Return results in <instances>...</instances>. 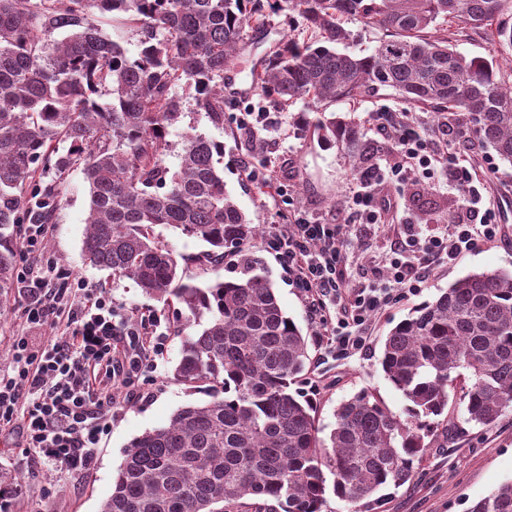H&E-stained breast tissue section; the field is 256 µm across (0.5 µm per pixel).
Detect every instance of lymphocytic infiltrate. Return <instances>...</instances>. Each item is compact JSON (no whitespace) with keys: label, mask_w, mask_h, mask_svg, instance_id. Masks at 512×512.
<instances>
[{"label":"lymphocytic infiltrate","mask_w":512,"mask_h":512,"mask_svg":"<svg viewBox=\"0 0 512 512\" xmlns=\"http://www.w3.org/2000/svg\"><path fill=\"white\" fill-rule=\"evenodd\" d=\"M389 137L392 159L353 177L356 189L349 205L355 223H381L390 201L377 196V189L431 174L438 162L448 167L449 192L462 201L453 243L423 235L419 225L405 220L388 273L372 269L367 284L358 287L347 275L336 225L297 213L267 239L303 288L310 313L332 326L331 342L343 351L363 349V328L371 314L397 296L418 294L436 264L452 263L461 252L501 239L497 209L486 201L469 157L445 151L404 121L390 129ZM51 233L48 224L21 227L27 260L17 284L28 332L16 338L9 369L0 374V427L21 419L25 447L41 463L75 474L94 461L119 407L148 397L165 335L160 318L150 313L131 323L115 321L106 290L89 287L45 259ZM46 326L61 327L60 337L36 345L35 331Z\"/></svg>","instance_id":"f902f5d3"}]
</instances>
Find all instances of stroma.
Here are the masks:
<instances>
[{
	"instance_id": "35a3bbf8",
	"label": "stroma",
	"mask_w": 512,
	"mask_h": 512,
	"mask_svg": "<svg viewBox=\"0 0 512 512\" xmlns=\"http://www.w3.org/2000/svg\"><path fill=\"white\" fill-rule=\"evenodd\" d=\"M293 28V21L279 14L273 16L268 29L248 30L245 45L235 61L236 68L241 74H249L270 48L292 35ZM451 43L465 56L494 59L504 71L512 68V55L498 51L484 32L466 28L453 36ZM260 103L259 95L254 93L246 97L228 94L224 127L220 130L204 116L195 114L193 104H186L187 115L171 128L169 138L173 143H180L187 126L193 125L198 132L223 141L226 186L252 224L262 232L260 238L249 243L248 249L272 281L283 311L309 339L310 363L297 389L313 403L324 433H331L335 426L337 405L362 390L372 393L391 410L404 412L406 400L385 378L381 368L384 339L414 306L435 298L457 279L485 270H512V165L499 163L497 174L487 181L488 197L499 213L506 216L501 241L463 254L453 264L436 266L420 294L398 297L372 314L366 325L364 349L339 353L327 342L328 327L311 318L302 289L297 288L292 275L265 243L264 236L270 233L272 224L278 223L279 212L296 209L310 220L338 225L349 279L360 284L372 264L396 248L400 221L410 217L420 224L423 235H444L449 217L457 212V200L437 179L424 177L391 189L395 205L393 223H354L349 210L354 184L347 158L315 136H298L292 113L275 111L270 103L264 105L266 111L272 112L273 120L259 131L261 147L248 150L236 119ZM384 112L406 113L408 120L430 138L436 137L442 123H449L463 134L471 158L479 159L486 154L485 147L478 143L460 115L415 108L400 101L390 90L381 91L358 108V118L366 122L367 138L377 139L380 115ZM247 162L285 173L283 185L260 188L245 181L242 166ZM88 206L83 176L72 173L46 252L61 269L83 278L93 287L110 291L119 319L148 312L159 314L166 341L165 350L157 359L154 397L150 402L128 403L118 410L111 432L100 443L94 465L83 473L68 474L40 465L33 453L22 448L20 427L0 430V465L10 469L19 483L18 492L11 499L10 512H99L101 502L112 491V477L129 443L147 431L168 424L178 409L208 400L205 394L188 392L173 378L185 334L176 307H165L162 301L143 294L132 281L113 279L110 271L85 263L82 247ZM157 232L176 252L192 257L189 273L196 284L204 286L235 277L231 261L195 263V256L206 249L203 242L165 226L158 227ZM448 430L451 442L446 444L441 437H434L430 448L417 462L413 479L401 486L383 487L373 512H468L473 502L512 479V410L505 412L493 426L484 427L466 422L463 410L458 409L450 414Z\"/></svg>"
}]
</instances>
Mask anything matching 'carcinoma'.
I'll use <instances>...</instances> for the list:
<instances>
[{"instance_id":"carcinoma-1","label":"carcinoma","mask_w":512,"mask_h":512,"mask_svg":"<svg viewBox=\"0 0 512 512\" xmlns=\"http://www.w3.org/2000/svg\"><path fill=\"white\" fill-rule=\"evenodd\" d=\"M276 11L318 40L287 39L251 82L283 112L304 102L297 130L340 149L351 173L384 150L352 116L382 89L461 113L512 164V82L431 34L461 23L512 51V26L501 21L512 0H0V318L16 282L12 226L54 223L74 171L89 189L85 261L177 302L189 322L208 317L184 337L174 379L211 399L133 439L99 512H322L329 489L357 512L382 487L412 479L437 431L450 442L440 417L460 370L472 378L460 397L467 422L490 426L512 408V271L502 270L456 280L387 334L380 363L407 416L362 390L336 407L326 440L311 404L291 391L310 362L308 340L244 250L258 231L226 188L224 142L191 126L178 169L165 163L169 129L187 116L178 89L224 129V72L245 29L267 28ZM106 14L132 32L135 54L102 34ZM350 21L385 39L364 56L339 50ZM339 103L349 105L342 115L330 110ZM159 225L204 242L206 262L237 253L239 276L192 282ZM17 490L0 466V500ZM469 512H512V480Z\"/></svg>"}]
</instances>
